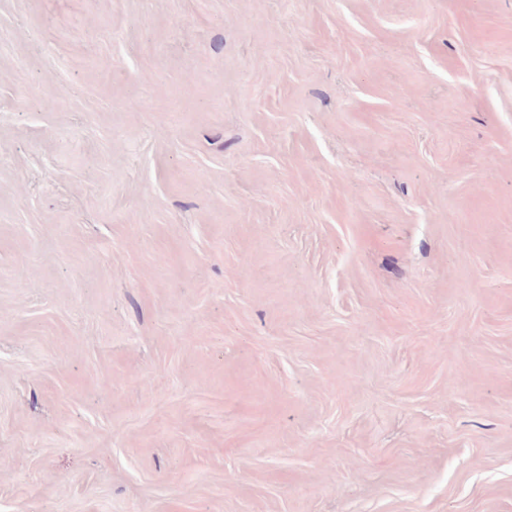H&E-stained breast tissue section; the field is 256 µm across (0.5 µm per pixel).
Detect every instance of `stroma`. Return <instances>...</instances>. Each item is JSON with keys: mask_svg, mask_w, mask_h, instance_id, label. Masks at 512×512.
Returning a JSON list of instances; mask_svg holds the SVG:
<instances>
[{"mask_svg": "<svg viewBox=\"0 0 512 512\" xmlns=\"http://www.w3.org/2000/svg\"><path fill=\"white\" fill-rule=\"evenodd\" d=\"M0 512H512V0H0Z\"/></svg>", "mask_w": 512, "mask_h": 512, "instance_id": "stroma-1", "label": "stroma"}]
</instances>
